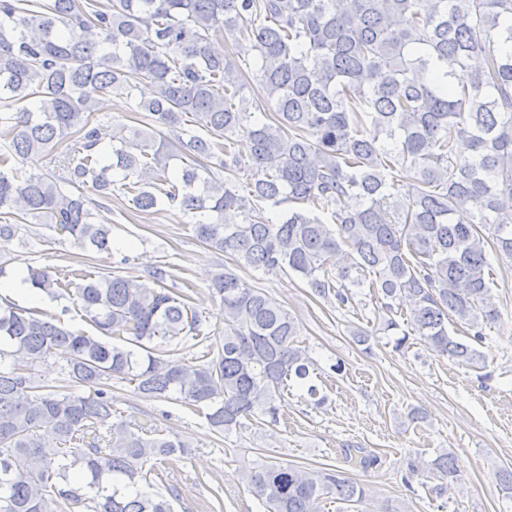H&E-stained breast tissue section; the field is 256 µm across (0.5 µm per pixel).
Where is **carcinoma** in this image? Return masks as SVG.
<instances>
[{
    "instance_id": "cac0c4a2",
    "label": "carcinoma",
    "mask_w": 512,
    "mask_h": 512,
    "mask_svg": "<svg viewBox=\"0 0 512 512\" xmlns=\"http://www.w3.org/2000/svg\"><path fill=\"white\" fill-rule=\"evenodd\" d=\"M220 30L250 40L254 59L215 51ZM142 81L152 98H136ZM114 93L146 113V128L114 130L107 143L91 115ZM30 98L35 109H13ZM0 131L1 241L18 218L80 251H109L114 227L95 210L130 194L140 210L191 216L196 237L239 267L288 270L344 307L369 289L397 349L416 336L437 356L485 367L478 346L498 317L488 249L512 262V0H0ZM72 137L58 173L20 168ZM405 169L414 184L403 195ZM25 272L97 334L0 306V512H173L176 490L150 491L149 463L189 443L113 416L109 380L204 409L218 434L244 419L277 423L293 383L322 403L294 318L227 266L210 282L224 336L198 366L177 352L202 336V320L166 287L165 267L149 272L154 288L78 269L76 284ZM48 358L91 394L41 381ZM408 470L440 499L465 484L445 448ZM241 481L265 512H323L329 499L365 495L338 470L288 463ZM493 482L512 497L511 468Z\"/></svg>"
}]
</instances>
